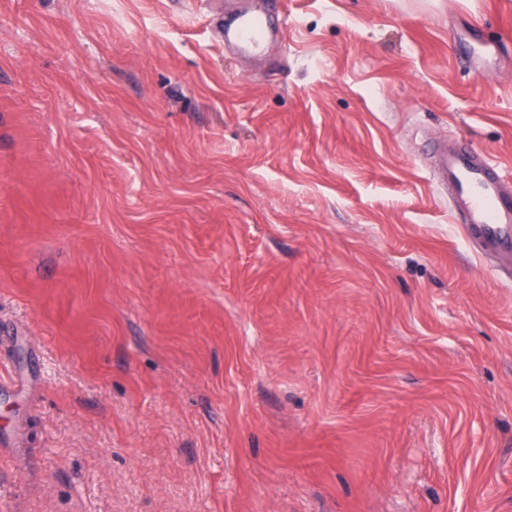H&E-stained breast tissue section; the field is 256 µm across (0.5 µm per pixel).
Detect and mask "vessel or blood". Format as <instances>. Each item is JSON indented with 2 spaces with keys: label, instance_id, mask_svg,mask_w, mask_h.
Returning a JSON list of instances; mask_svg holds the SVG:
<instances>
[{
  "label": "vessel or blood",
  "instance_id": "b4317fda",
  "mask_svg": "<svg viewBox=\"0 0 512 512\" xmlns=\"http://www.w3.org/2000/svg\"><path fill=\"white\" fill-rule=\"evenodd\" d=\"M274 32L261 9L226 19L224 38L240 51L261 54ZM431 177L450 192L453 213L477 251L512 263V184L479 152L438 145Z\"/></svg>",
  "mask_w": 512,
  "mask_h": 512
}]
</instances>
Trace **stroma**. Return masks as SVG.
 Wrapping results in <instances>:
<instances>
[{"label": "stroma", "mask_w": 512, "mask_h": 512, "mask_svg": "<svg viewBox=\"0 0 512 512\" xmlns=\"http://www.w3.org/2000/svg\"><path fill=\"white\" fill-rule=\"evenodd\" d=\"M247 2L0 0V512H512V0ZM267 20L262 16V5L250 13L237 14L225 20L224 38L240 51L259 55L269 41L277 35L267 29ZM431 177L448 188L450 208L477 251L512 266V185L498 167L448 142L436 148Z\"/></svg>", "instance_id": "1"}]
</instances>
